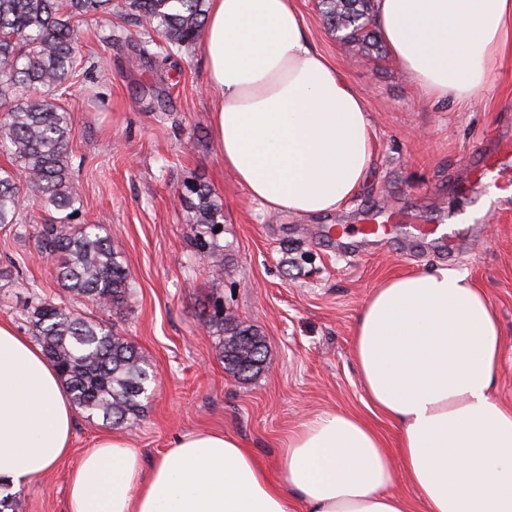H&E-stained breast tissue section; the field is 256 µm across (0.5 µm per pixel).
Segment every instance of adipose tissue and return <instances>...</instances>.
Here are the masks:
<instances>
[{"mask_svg":"<svg viewBox=\"0 0 512 512\" xmlns=\"http://www.w3.org/2000/svg\"><path fill=\"white\" fill-rule=\"evenodd\" d=\"M374 25L427 96L470 101L512 51V0H375ZM220 88L210 124L224 166L269 213L323 216L371 168L361 93L309 40L297 0H210L198 46ZM503 346L483 289L445 268L374 288L353 331L371 406L397 426L388 450L363 418L327 410L284 444L271 478L227 433L178 436L144 468L121 433L72 472L68 512H512V405L494 393ZM74 406L41 348L0 322V482L14 487L70 452Z\"/></svg>","mask_w":512,"mask_h":512,"instance_id":"obj_1","label":"adipose tissue"}]
</instances>
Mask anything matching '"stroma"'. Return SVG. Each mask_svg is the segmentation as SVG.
Instances as JSON below:
<instances>
[{
  "label": "stroma",
  "mask_w": 512,
  "mask_h": 512,
  "mask_svg": "<svg viewBox=\"0 0 512 512\" xmlns=\"http://www.w3.org/2000/svg\"><path fill=\"white\" fill-rule=\"evenodd\" d=\"M312 44L360 91L373 130L372 168L335 213L271 215L224 167L209 114L218 95L196 48L141 55V29L120 15L83 18L86 65L52 96L71 114L73 187L84 221L101 225L133 280L116 329L151 364L156 383L140 425L126 431L145 460L193 431L229 432L272 476L283 443L306 417L325 410L367 415L352 356V329L382 282L448 268L467 273L497 311L505 345L496 394L512 402V54L496 63L477 100L427 98L390 54L370 58L338 41L316 0H298ZM120 40L108 41L109 31ZM208 183L224 200V272L215 275L189 242L184 182ZM399 210L421 214L457 240L455 257L410 249L403 224L389 241L357 248L328 241L330 224ZM57 261L33 237L0 228V322L28 334L33 296L64 290ZM265 338L260 373H228L207 328L215 302ZM113 432L76 412L70 455L21 486L23 512H67L69 480L81 457Z\"/></svg>",
  "instance_id": "stroma-1"
}]
</instances>
